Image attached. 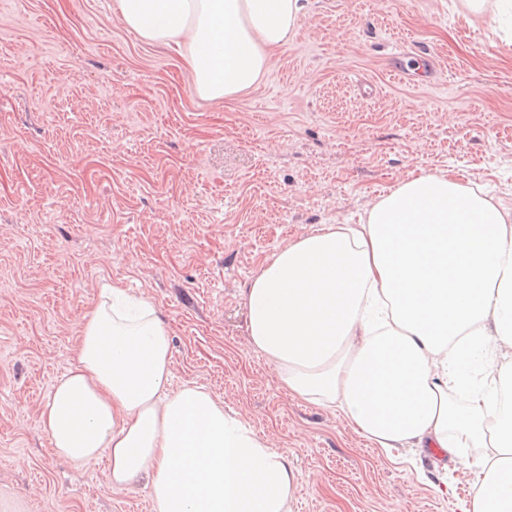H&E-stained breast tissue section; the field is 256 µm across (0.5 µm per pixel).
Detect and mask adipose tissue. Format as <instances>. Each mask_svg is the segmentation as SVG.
<instances>
[{"label": "adipose tissue", "mask_w": 512, "mask_h": 512, "mask_svg": "<svg viewBox=\"0 0 512 512\" xmlns=\"http://www.w3.org/2000/svg\"><path fill=\"white\" fill-rule=\"evenodd\" d=\"M127 29L176 44L200 98L257 83L302 0H117ZM253 347L281 388L338 409L394 462L405 451L484 449L461 512H512L508 377L455 401L462 362L512 349V213L458 181L421 174L361 224H327L266 258L245 292ZM171 345L154 304L112 285L81 318L77 363L41 411L50 443L126 487L150 479L154 512H288L297 482L273 450L200 386L170 390Z\"/></svg>", "instance_id": "obj_1"}]
</instances>
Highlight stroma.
I'll return each mask as SVG.
<instances>
[{
	"instance_id": "35a3bbf8",
	"label": "stroma",
	"mask_w": 512,
	"mask_h": 512,
	"mask_svg": "<svg viewBox=\"0 0 512 512\" xmlns=\"http://www.w3.org/2000/svg\"><path fill=\"white\" fill-rule=\"evenodd\" d=\"M304 3L263 78L205 100L180 48L129 32L115 0H0V512H152L147 480L112 487L106 459L73 465L41 424L106 284L154 303L173 387L211 390L287 456L289 512L468 500L478 449L447 470L424 456L422 479L280 388L243 293L413 173L455 170L512 209V41L464 0Z\"/></svg>"
}]
</instances>
